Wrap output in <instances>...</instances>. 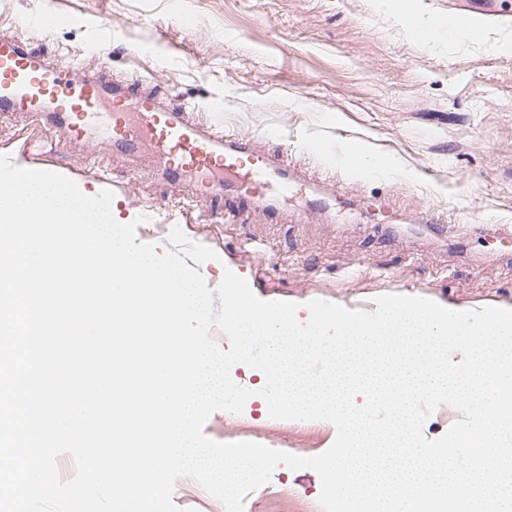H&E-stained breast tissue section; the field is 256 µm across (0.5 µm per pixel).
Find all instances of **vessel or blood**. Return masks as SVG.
I'll list each match as a JSON object with an SVG mask.
<instances>
[{
	"instance_id": "obj_1",
	"label": "vessel or blood",
	"mask_w": 512,
	"mask_h": 512,
	"mask_svg": "<svg viewBox=\"0 0 512 512\" xmlns=\"http://www.w3.org/2000/svg\"><path fill=\"white\" fill-rule=\"evenodd\" d=\"M23 114L95 148L131 152L149 142L163 175L191 182L196 198L224 195V221L236 224L259 203L293 188L288 170L242 138L190 118L143 90L137 79L106 83L51 63L18 36H0V115Z\"/></svg>"
}]
</instances>
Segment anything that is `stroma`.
Masks as SVG:
<instances>
[{"label":"stroma","instance_id":"35a3bbf8","mask_svg":"<svg viewBox=\"0 0 512 512\" xmlns=\"http://www.w3.org/2000/svg\"><path fill=\"white\" fill-rule=\"evenodd\" d=\"M486 10L481 38L424 43L373 0H0V35L106 81L140 79L278 157L301 184L288 201L300 222L259 206L227 224L220 199L202 217L191 186L162 176L151 153L93 155L21 114L0 118V155L112 190L120 219L146 216L137 238L157 252L180 227L219 255L200 267L211 288L228 268L264 300L372 312L401 294L512 308V0ZM355 148L393 169L350 167ZM204 432L307 457L336 439L329 422L273 419L253 400L213 413ZM320 491L315 471L281 466L244 512H322Z\"/></svg>","mask_w":512,"mask_h":512}]
</instances>
